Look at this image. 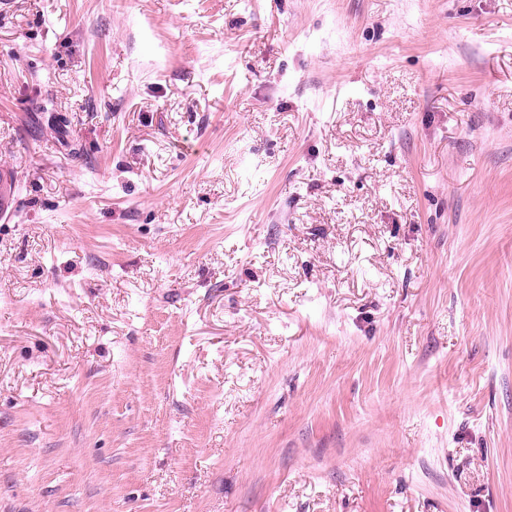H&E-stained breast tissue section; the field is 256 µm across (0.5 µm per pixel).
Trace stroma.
Returning <instances> with one entry per match:
<instances>
[{"instance_id": "1", "label": "stroma", "mask_w": 512, "mask_h": 512, "mask_svg": "<svg viewBox=\"0 0 512 512\" xmlns=\"http://www.w3.org/2000/svg\"><path fill=\"white\" fill-rule=\"evenodd\" d=\"M9 2L0 512H512V0Z\"/></svg>"}]
</instances>
